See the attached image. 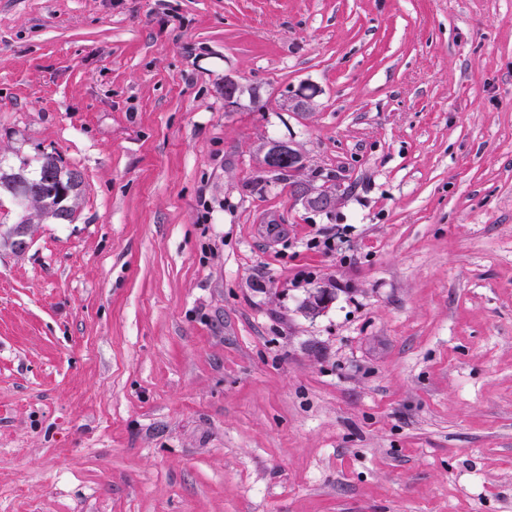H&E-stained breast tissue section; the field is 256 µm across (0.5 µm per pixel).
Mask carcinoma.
Returning <instances> with one entry per match:
<instances>
[{
    "label": "carcinoma",
    "mask_w": 512,
    "mask_h": 512,
    "mask_svg": "<svg viewBox=\"0 0 512 512\" xmlns=\"http://www.w3.org/2000/svg\"><path fill=\"white\" fill-rule=\"evenodd\" d=\"M81 186L80 174L66 169L59 158L49 154L37 158L33 173L25 161L8 171L0 168V196L9 197L21 206L20 190H30L33 192L32 206L58 224L73 222L75 208L72 201L79 197Z\"/></svg>",
    "instance_id": "cac0c4a2"
}]
</instances>
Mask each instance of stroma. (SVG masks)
<instances>
[{
  "label": "stroma",
  "instance_id": "35a3bbf8",
  "mask_svg": "<svg viewBox=\"0 0 512 512\" xmlns=\"http://www.w3.org/2000/svg\"><path fill=\"white\" fill-rule=\"evenodd\" d=\"M42 153L83 190L0 242V512H512V0H0ZM297 197L302 198L305 203L315 209H325L335 202V195L330 192H319L314 184L308 180L301 179L293 186Z\"/></svg>",
  "mask_w": 512,
  "mask_h": 512
}]
</instances>
